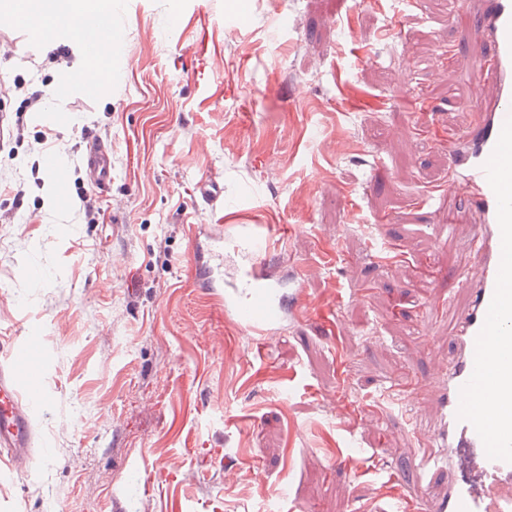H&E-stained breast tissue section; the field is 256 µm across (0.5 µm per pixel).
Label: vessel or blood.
Masks as SVG:
<instances>
[{
    "instance_id": "b4317fda",
    "label": "vessel or blood",
    "mask_w": 512,
    "mask_h": 512,
    "mask_svg": "<svg viewBox=\"0 0 512 512\" xmlns=\"http://www.w3.org/2000/svg\"><path fill=\"white\" fill-rule=\"evenodd\" d=\"M127 7L126 0H117L107 31L72 26L69 38L89 50L107 39L121 45L120 21ZM478 28L491 51L482 71L495 96L485 106L482 123L449 145L448 182L467 187L479 215V274L467 303L451 316L448 340L454 355L448 369L433 379L438 405L424 436L430 452L423 470L443 475L445 482L394 491L396 512H512V425L491 424L492 416L512 412V0H478ZM83 161L95 187L111 183V144L86 142ZM197 190L205 205L223 208V184L203 178ZM401 250L400 242L372 239V259L388 268H396ZM236 295L241 329L264 347L284 311L283 294L249 269ZM39 351L33 330L23 346L0 359V453L17 468L33 460L32 418L42 401L38 390L22 389L17 377L33 371ZM466 460L490 476L483 492L459 478V465Z\"/></svg>"
}]
</instances>
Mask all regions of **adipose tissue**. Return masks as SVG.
<instances>
[{
  "label": "adipose tissue",
  "instance_id": "ef3b65f1",
  "mask_svg": "<svg viewBox=\"0 0 512 512\" xmlns=\"http://www.w3.org/2000/svg\"><path fill=\"white\" fill-rule=\"evenodd\" d=\"M112 0H0V16H22L26 24L47 29L50 25L77 20L81 27L97 29L109 20Z\"/></svg>",
  "mask_w": 512,
  "mask_h": 512
}]
</instances>
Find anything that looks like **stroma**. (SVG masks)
<instances>
[{
  "label": "stroma",
  "mask_w": 512,
  "mask_h": 512,
  "mask_svg": "<svg viewBox=\"0 0 512 512\" xmlns=\"http://www.w3.org/2000/svg\"><path fill=\"white\" fill-rule=\"evenodd\" d=\"M239 10L248 23L227 38L224 17ZM399 10L131 0L124 33L149 49L124 58L121 82L92 88L65 33L33 39L18 21L0 32V102L22 121L0 144V345L40 329L27 382L46 396L33 429L49 448L21 473L0 461V512H393L390 472L425 481L413 428L435 396L397 404L386 389L452 353L474 211L464 190L429 202L424 190L447 182L448 136L481 121L474 100L492 89L465 70L487 52L459 32L475 8L428 0L383 38ZM94 137L112 145L104 190L84 173ZM50 153L68 168L64 188ZM206 176L230 211L196 203ZM448 222L455 237L438 241ZM216 224L241 246L215 272L225 297L248 266L304 291L267 359L194 284L188 232ZM378 224L405 248L396 269L370 257ZM260 233L268 251L254 256ZM332 395L382 412L386 440L351 427ZM359 448L374 469L360 472Z\"/></svg>",
  "instance_id": "obj_1"
}]
</instances>
